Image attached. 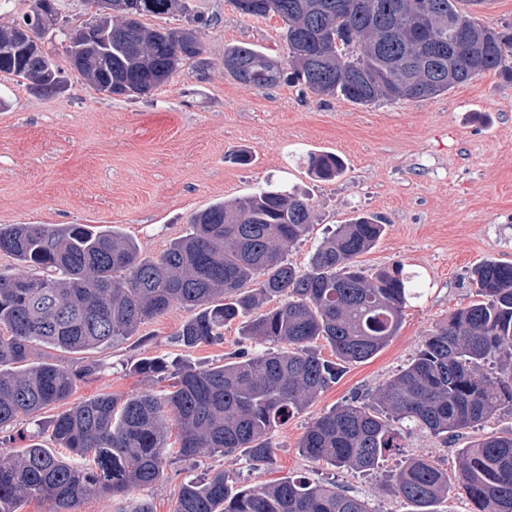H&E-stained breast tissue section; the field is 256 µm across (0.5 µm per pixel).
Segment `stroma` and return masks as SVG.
Returning a JSON list of instances; mask_svg holds the SVG:
<instances>
[{"label": "stroma", "mask_w": 512, "mask_h": 512, "mask_svg": "<svg viewBox=\"0 0 512 512\" xmlns=\"http://www.w3.org/2000/svg\"><path fill=\"white\" fill-rule=\"evenodd\" d=\"M55 2L57 24L40 42L62 70L67 89L38 94L26 80L0 74V226L111 227L134 239L142 256L154 258L189 232L194 213L280 182L308 196L314 208L309 233L287 251L294 266L306 269L336 225L370 213L387 226L361 264L374 269L402 263L419 273L423 291L407 303L397 335L377 356L345 365L336 383L274 428L271 461L257 465L242 453L171 456L163 479L135 490V497L149 500L154 512H173L185 480L221 470L237 487L304 477L343 486L371 512H411L390 488L402 458L429 456L452 474L458 448L512 430V413L505 411L446 442L416 432L403 438L399 454L368 473L312 463L298 450L317 418L392 379L425 336L474 301V266L512 263V81L486 71L428 98L367 106L316 95L288 79L248 90L225 74L224 49L247 43L283 55L282 20L242 15L230 0H191L208 20L198 28L205 66H185L140 98L111 97L69 64L67 34L91 21L90 5ZM317 150L338 155L343 173L330 181L311 174L306 156ZM242 151L250 154V164L236 163ZM189 316L175 306L111 345L82 353L42 347L38 357L69 367L98 364L95 375L77 381L65 404L70 407L103 394H161L168 379L136 373L138 360L206 367L222 363L243 343L235 321L225 326L222 343L183 348L173 335ZM61 408L1 427L0 447L18 454L36 438L56 449L53 419Z\"/></svg>", "instance_id": "1"}]
</instances>
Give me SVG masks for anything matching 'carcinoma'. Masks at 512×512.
Segmentation results:
<instances>
[{"instance_id": "carcinoma-1", "label": "carcinoma", "mask_w": 512, "mask_h": 512, "mask_svg": "<svg viewBox=\"0 0 512 512\" xmlns=\"http://www.w3.org/2000/svg\"><path fill=\"white\" fill-rule=\"evenodd\" d=\"M138 15L180 14L199 23L188 0H139ZM241 14L274 15L285 25L286 58L247 45L224 48V71L249 90L276 85L284 68L310 90L363 105L381 99H421L448 91L485 71L512 78L506 64L512 27L480 23L461 0H231ZM16 26H0V72L31 89L53 92L59 73L50 57H32L15 41ZM105 50L70 43L74 70L116 96L147 95L188 63L201 62L197 29L179 43L172 28L149 29L119 7L98 19ZM486 32L479 57L457 38ZM309 171L333 180L344 170L333 153L308 154ZM308 198L282 187L215 203L195 213L191 231L157 258L111 229L11 224L0 227V252L28 274L0 275V427L66 400L95 363L66 367L37 362L36 347L82 352L133 335L148 318L179 305L192 311L176 333L191 349L224 339L241 321L242 336L270 347L234 352L211 367L178 366L164 394L101 395L53 421L67 454L34 441L18 455L0 452V512L25 500L76 512L92 495L121 500L120 512H153L130 493L164 477L169 424L178 428L176 454L190 460L243 452L257 463L273 455L270 434L339 378L343 365L371 359L396 335L408 301L419 297L415 275L394 263L376 269L357 257L372 249L385 225L358 214L337 225L307 269L286 251L312 225ZM476 300L426 337L417 356L376 391L315 420L299 448L313 462L368 472L419 429L448 439L512 411V263L486 260L471 271ZM286 300L277 306L268 303ZM323 339L336 360L312 346ZM288 345V349L281 345ZM499 364V377L483 372ZM153 377L167 364L143 359ZM456 481L472 512H512V432L488 435L457 449ZM448 473L429 457L405 460L394 493L411 512H440ZM173 512H371L334 485L283 477L236 489L224 471L189 480Z\"/></svg>"}]
</instances>
